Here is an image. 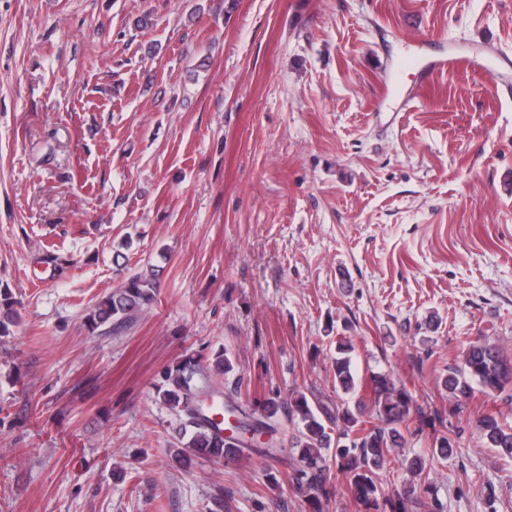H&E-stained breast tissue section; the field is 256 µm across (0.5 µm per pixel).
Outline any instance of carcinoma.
<instances>
[{
    "label": "carcinoma",
    "mask_w": 512,
    "mask_h": 512,
    "mask_svg": "<svg viewBox=\"0 0 512 512\" xmlns=\"http://www.w3.org/2000/svg\"><path fill=\"white\" fill-rule=\"evenodd\" d=\"M157 286L153 274L138 273L101 299L92 307L88 327L121 328L152 309ZM17 313L8 291L0 292V336L10 335L16 324ZM355 346L346 336L336 340L333 359V377L336 393L357 397L355 405L345 402L331 409L326 403L311 401L298 392L286 402L269 399L249 410L241 409L244 419L253 428L271 427V421L283 413L293 424L291 447L298 454L299 465L289 476V483L298 491H319L329 495L325 484L326 455L334 449L338 471L345 474L352 494L355 512H409L422 505V499L432 494V483L423 477L426 460L416 458L408 466L419 481L404 491L384 498L380 495L377 471L392 448L405 444L403 430L409 428L410 417L418 427L439 418L419 410L411 414L414 399L404 384L386 374H372L370 379L359 377L353 362ZM236 370L234 358L227 352L217 353L203 363L193 357L166 366L160 373L157 393L179 419L176 443L170 454L180 463L189 465L196 458H224L240 453L246 442L233 436L226 437L210 417H200L193 407L201 401H210L208 409L224 413L227 400L235 399L228 393L216 397L210 389L212 374L229 375ZM477 384L487 395H500L512 390V358L488 338L472 342L465 351L462 365L448 368L442 386L462 408ZM369 393L366 406L361 391ZM479 430L487 444L503 456L512 457V428L498 419L485 415L478 421Z\"/></svg>",
    "instance_id": "obj_1"
}]
</instances>
